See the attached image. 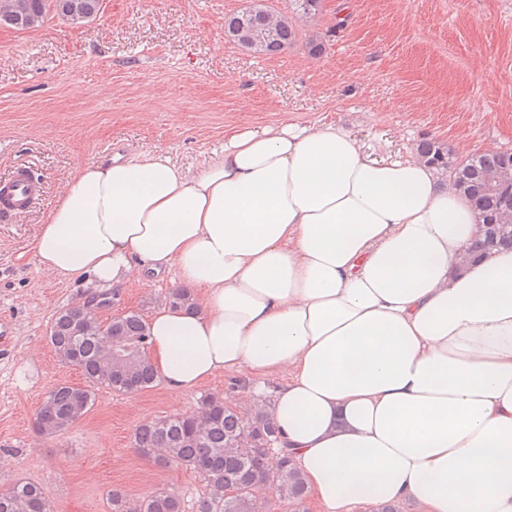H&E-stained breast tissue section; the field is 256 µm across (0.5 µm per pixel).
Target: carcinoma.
<instances>
[{
	"label": "carcinoma",
	"instance_id": "1",
	"mask_svg": "<svg viewBox=\"0 0 512 512\" xmlns=\"http://www.w3.org/2000/svg\"><path fill=\"white\" fill-rule=\"evenodd\" d=\"M291 14L276 9L241 8L227 16L224 27L255 34L274 32L269 40H258L247 51L273 56L298 38L296 21L315 16L321 0H290ZM67 0H24L25 18L41 25L51 11L67 17ZM415 154L443 175L453 170L452 187L469 197L479 216L492 225L490 235L469 247L465 260L475 259L500 246H512V155L475 153L465 163L454 164L450 148L434 139H422ZM173 307H195L191 291L178 288L169 295ZM95 305L65 308L55 315L57 335L50 337L53 348L66 364L78 367L86 385L75 388L58 385L48 394L37 412V428L52 435L69 428L76 419L73 410L79 400L87 407L95 401V389L132 393L152 388L159 374L147 351L148 321L137 312L124 315L106 326L99 322ZM121 347V355L103 363L106 341ZM278 432L268 408L254 404L244 412H234L224 399L207 395L201 405L188 413L158 418L140 425L133 444L142 454L164 463H173L199 474L206 492L196 512H265L259 496L264 483H277L280 497L295 508L304 507L308 496L305 478L288 457L279 459L273 470L267 466L268 449L260 438L276 439ZM112 512H184L179 496L168 488H158L144 500H134L118 489L110 494ZM0 512H54L41 488L19 479L0 493Z\"/></svg>",
	"mask_w": 512,
	"mask_h": 512
}]
</instances>
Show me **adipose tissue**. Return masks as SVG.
Here are the masks:
<instances>
[{"label": "adipose tissue", "instance_id": "adipose-tissue-1", "mask_svg": "<svg viewBox=\"0 0 512 512\" xmlns=\"http://www.w3.org/2000/svg\"><path fill=\"white\" fill-rule=\"evenodd\" d=\"M478 223L421 159L288 123L193 173L79 166L32 250L96 288H196L149 319L166 388L248 374L317 512H512V249L464 262Z\"/></svg>", "mask_w": 512, "mask_h": 512}]
</instances>
